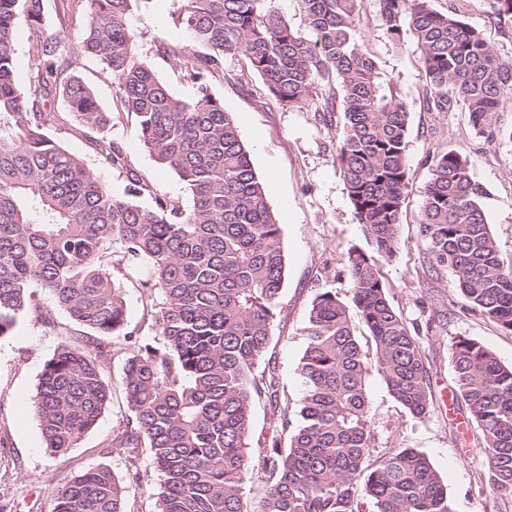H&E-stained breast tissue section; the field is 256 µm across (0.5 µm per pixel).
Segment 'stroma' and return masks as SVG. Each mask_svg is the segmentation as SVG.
Segmentation results:
<instances>
[{
	"label": "stroma",
	"mask_w": 512,
	"mask_h": 512,
	"mask_svg": "<svg viewBox=\"0 0 512 512\" xmlns=\"http://www.w3.org/2000/svg\"><path fill=\"white\" fill-rule=\"evenodd\" d=\"M180 0H151L134 9L133 28L139 57L181 97L192 90L164 45L186 44L175 20ZM442 14L458 16L482 34L502 58L512 59V21L494 23L489 0H432ZM44 13L63 53L72 57V74L94 91L104 111L112 115L110 129L82 126L68 112L63 98L48 104L57 115L51 136L85 164L116 195H124L134 180L149 183L187 206L190 193L179 177L159 168L143 147L137 119L119 109L111 77L93 60L79 53L78 35L85 23L82 9L65 8L63 0H44ZM354 39L400 87L410 105L407 135L408 187L402 209L401 246L392 258L381 257L377 267L388 287L390 302L414 330L427 365L432 405L421 418L413 417L389 394L378 371H370L367 389L372 457L391 448H414L428 457L448 488L455 512H512V497L492 487L480 434L464 403L454 401L455 373L451 344L471 338L490 350L504 366H512V333L472 309L444 267L427 261L420 235L424 190L438 154L454 150L469 160L471 177L487 194L481 206L504 265L512 264V141L487 139L473 128L461 108L430 112L425 105V74L413 32L401 42L386 38L380 27V0H361L354 23ZM226 111L236 118L257 175L266 184L267 201L281 227L286 261L285 283L271 328V352L288 396V417L296 419L304 393L298 364L305 349L303 327L311 303L324 288L348 299L350 280L347 253L357 247L373 252L363 225L358 224L336 160L343 112H319L314 105L289 107L273 97L249 60L224 58V76L211 85ZM119 142L124 166L107 162L98 143ZM127 322L146 341L157 336L155 315L159 294L142 288L139 279L123 278ZM32 300L42 320L21 316L11 335L0 338V512H55L56 494L87 468H109L126 480L128 461L111 445L112 431L129 414L124 390V362L128 344L112 340V357L104 366L109 403L96 426L65 453L46 451L39 421L30 404L46 360L62 348L83 351L94 334L75 324L51 296L34 289ZM142 483L128 490L130 512H156L159 474L149 452L139 460Z\"/></svg>",
	"instance_id": "1"
}]
</instances>
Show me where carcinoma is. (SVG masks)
Listing matches in <instances>:
<instances>
[{"mask_svg": "<svg viewBox=\"0 0 512 512\" xmlns=\"http://www.w3.org/2000/svg\"><path fill=\"white\" fill-rule=\"evenodd\" d=\"M86 22L80 51L112 77L121 108L138 118L143 146L191 192L184 208L135 182L118 197L77 156L49 135L62 95L75 119L109 122L94 92L69 74L70 59L45 25L43 0H0V337L12 332L42 288L76 323L96 333L84 352L57 351L43 365L32 407L47 451L60 454L92 429L109 389L104 365L109 338L129 342L124 388L130 415L112 431L111 447L140 484L142 445L161 476L157 512H355L358 494L375 512H454L428 458L391 448L369 462L374 435L367 393L371 368L412 415L429 413V375L419 342L388 299L373 256H347L351 302L374 343L370 354L354 335L347 304L319 291L303 328L299 370L305 392L288 446L274 434L259 449L264 493L248 508L243 485L253 458V405L261 395L280 408L276 363L268 356L271 326L285 278L280 224L268 206L233 115L211 93L224 56L242 54L268 91L288 106L309 102L334 111L341 91L345 124L337 160L354 216L376 251L399 248L398 226L408 184L410 105L395 80L354 40L359 0H300L305 32L294 29L274 0H182L176 21L189 44L164 48L193 94L171 92L134 51L132 4L151 0H80ZM381 26L401 42L410 28L420 48L430 112L461 107L473 126L495 135L494 118L512 100V64L482 35L430 0H381ZM497 22L512 18V0H490ZM28 21L36 70L17 81L15 23ZM201 46L204 51L194 50ZM101 154L125 160L106 140ZM149 193L152 206L134 198ZM484 188L469 163L449 150L436 157L424 191L420 232L429 262L446 267L472 309L512 333V266L498 256L481 206ZM118 264H147L142 287L161 297L159 342L127 329ZM456 398L480 431L493 489L512 496V367L478 342L451 346ZM127 487L105 467H91L57 492L56 512H128Z\"/></svg>", "mask_w": 512, "mask_h": 512, "instance_id": "obj_1", "label": "carcinoma"}]
</instances>
